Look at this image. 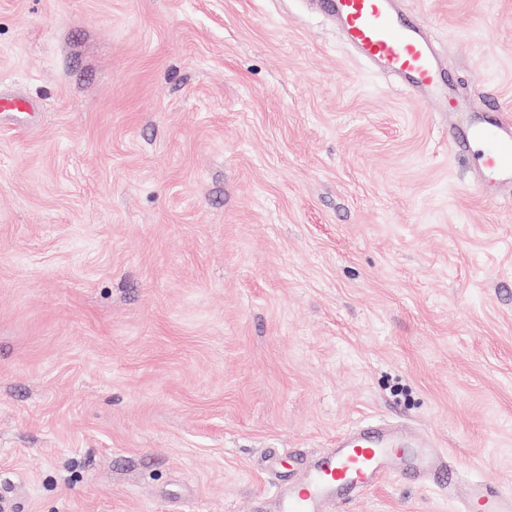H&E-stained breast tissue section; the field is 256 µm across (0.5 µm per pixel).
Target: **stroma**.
Listing matches in <instances>:
<instances>
[{
	"mask_svg": "<svg viewBox=\"0 0 512 512\" xmlns=\"http://www.w3.org/2000/svg\"><path fill=\"white\" fill-rule=\"evenodd\" d=\"M512 114V0H408ZM0 497L258 512L379 420L512 490V194L305 0H0ZM334 512H455L393 476Z\"/></svg>",
	"mask_w": 512,
	"mask_h": 512,
	"instance_id": "1",
	"label": "stroma"
}]
</instances>
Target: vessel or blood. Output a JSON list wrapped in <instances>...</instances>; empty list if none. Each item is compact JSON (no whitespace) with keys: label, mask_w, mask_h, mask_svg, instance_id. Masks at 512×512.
<instances>
[{"label":"vessel or blood","mask_w":512,"mask_h":512,"mask_svg":"<svg viewBox=\"0 0 512 512\" xmlns=\"http://www.w3.org/2000/svg\"><path fill=\"white\" fill-rule=\"evenodd\" d=\"M405 0H310L338 26L344 44L367 65L393 77L418 102L437 114L468 112L464 124L445 126L458 157L483 147L470 187L487 183L512 188V116L488 119L484 104L449 93L448 72L426 22L410 18ZM448 456L434 438L402 423L367 422L337 435L330 448L310 457L282 491L275 512H332L336 502L362 495L387 475L426 482L456 492L448 481ZM461 512H512V491L474 482L460 493Z\"/></svg>","instance_id":"obj_1"}]
</instances>
